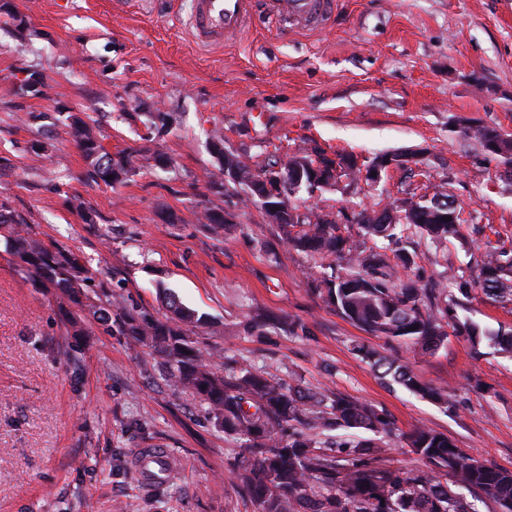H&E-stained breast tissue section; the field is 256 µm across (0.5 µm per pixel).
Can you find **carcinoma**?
I'll list each match as a JSON object with an SVG mask.
<instances>
[{
	"instance_id": "cac0c4a2",
	"label": "carcinoma",
	"mask_w": 512,
	"mask_h": 512,
	"mask_svg": "<svg viewBox=\"0 0 512 512\" xmlns=\"http://www.w3.org/2000/svg\"><path fill=\"white\" fill-rule=\"evenodd\" d=\"M71 134L87 175L107 186L124 184L138 173L135 154H111L100 134L81 115L68 116ZM494 156L512 151V135L491 125H476L465 133ZM357 157L331 158L318 146L288 155L289 171L302 170L308 179L313 166L355 170ZM433 199L414 206L394 199L383 209L357 214L358 241L343 230L348 216L332 211L288 205V217L276 220L282 240L306 254L328 275L312 278L310 286L327 292L342 317L365 332L403 341L422 352H435L447 339L448 327L473 346L482 341L502 353H512V329L487 331L457 309L480 289L492 302H512V247L486 252L476 271L465 276L454 270L459 295L450 299L438 285L429 288L410 278L417 269L416 253L399 248L404 238L419 237L437 247L465 238L463 220L454 209L433 200L453 195L443 185ZM197 201L201 219L215 235L225 229L224 210ZM0 252L16 264L21 278L66 296L76 310L67 315L73 335L80 313L95 316L105 334L141 345L166 369L168 384L202 399L224 436L237 444L233 483L256 503L259 512H479L478 504L494 502L500 512H512V471L502 469L458 448L448 436L420 425L406 434L422 466L393 470L379 465L382 448L364 437L389 431L390 422L372 405L359 400L302 392L251 366L214 370L210 354L194 339L205 317L167 296V313L146 307L112 310L90 302L86 263L75 252L46 245L9 200L0 198ZM380 379L441 407L448 406V389L422 380L400 358H390L363 345L354 347Z\"/></svg>"
}]
</instances>
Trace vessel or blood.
I'll return each mask as SVG.
<instances>
[{
  "label": "vessel or blood",
  "instance_id": "b4317fda",
  "mask_svg": "<svg viewBox=\"0 0 512 512\" xmlns=\"http://www.w3.org/2000/svg\"><path fill=\"white\" fill-rule=\"evenodd\" d=\"M339 0H191L189 25L206 47L240 42L254 14L275 19L283 32L311 34L325 29Z\"/></svg>",
  "mask_w": 512,
  "mask_h": 512
}]
</instances>
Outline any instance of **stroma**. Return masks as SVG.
Here are the masks:
<instances>
[{"label":"stroma","mask_w":512,"mask_h":512,"mask_svg":"<svg viewBox=\"0 0 512 512\" xmlns=\"http://www.w3.org/2000/svg\"><path fill=\"white\" fill-rule=\"evenodd\" d=\"M0 12V198L45 243L74 250L92 291L127 308L163 310L166 293L208 318L200 347L291 386L368 402L393 431L381 461L420 460L403 436L418 425L512 470V357L449 335L431 354L369 335L310 286L312 260L280 242L255 205L217 197L234 223L207 232L196 206L221 171L214 136L251 161L317 145L368 160L421 151L431 182L450 191L469 242L415 249L422 283L468 268L487 243L512 236V179L461 136L469 122L512 133V0H343L332 24L304 35L256 19L221 49L196 44L188 0H11ZM42 70L47 95L20 97L21 68ZM98 125L110 152L162 145L168 169L140 160L126 184L84 176L68 113ZM160 113L149 123L148 113ZM51 145L36 157L35 142ZM398 174L349 196L300 193L302 208L354 214L387 203ZM96 211L83 223L79 209ZM53 292L25 283L0 257V512H258L228 480L233 441L201 399L169 388L140 347L104 334L84 313L73 338ZM512 328V303L476 294L461 312ZM363 343L408 361L448 389L438 407L381 383L353 351ZM168 449L164 486L138 460Z\"/></svg>","instance_id":"1"}]
</instances>
